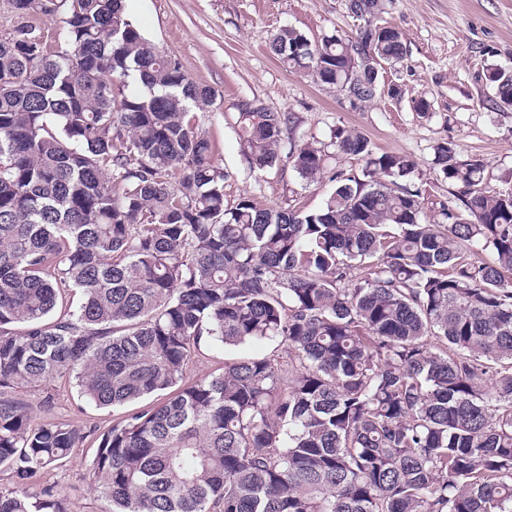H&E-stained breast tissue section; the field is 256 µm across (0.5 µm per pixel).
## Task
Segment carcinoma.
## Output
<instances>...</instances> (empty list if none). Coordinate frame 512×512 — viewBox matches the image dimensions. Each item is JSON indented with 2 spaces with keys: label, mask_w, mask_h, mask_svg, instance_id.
<instances>
[{
  "label": "carcinoma",
  "mask_w": 512,
  "mask_h": 512,
  "mask_svg": "<svg viewBox=\"0 0 512 512\" xmlns=\"http://www.w3.org/2000/svg\"><path fill=\"white\" fill-rule=\"evenodd\" d=\"M11 7L64 18L51 51L32 25L0 37V512H65L30 479L82 435L14 397L63 378L98 408L155 397L99 437L108 512H512V189H487L486 162L435 146L457 194L429 224L416 162L338 127L288 150L301 179L336 182L321 207L231 203L189 118L213 91L125 0ZM348 11L353 37L306 50L283 28L269 48L337 91L349 56L402 60L395 30L376 35L377 0ZM484 78L511 108L512 67ZM286 124L239 113L251 168L281 161ZM343 155L362 177L331 168ZM478 247L492 260L469 258ZM204 336L277 341L286 359L190 382Z\"/></svg>",
  "instance_id": "carcinoma-1"
}]
</instances>
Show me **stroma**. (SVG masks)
I'll list each match as a JSON object with an SVG mask.
<instances>
[{
  "mask_svg": "<svg viewBox=\"0 0 512 512\" xmlns=\"http://www.w3.org/2000/svg\"><path fill=\"white\" fill-rule=\"evenodd\" d=\"M347 0H129L128 13L143 36L178 59L185 73L214 89L215 105L196 112L200 129L213 144L223 167L224 196H243L263 206L319 208L335 188L323 178L304 182L287 162L264 171L252 169L238 136L237 118L244 104L257 103L273 112H293L295 139L327 140L331 129L358 130L374 152L406 155L417 164L412 178L425 190V216L440 221V205L452 188L432 165L434 148L447 141L463 157L488 164L487 184L512 188V108H496L485 83L487 66H512V0H385L380 16L395 28L405 47L402 61L381 67L382 85L398 89L355 106L335 90L308 76L290 73L270 52L269 41L280 28L291 27L311 43L324 36L355 35L357 22ZM431 104L428 115L415 112L418 100ZM274 342L226 350L202 343L189 363V378L222 372L225 361L254 354H284ZM18 399L32 406L37 422L62 421L83 435L73 459L52 471H39L34 484L54 486L67 512H104L105 501L90 488V463L98 434L127 413L126 408L100 409L81 398L72 383L56 381L27 388Z\"/></svg>",
  "mask_w": 512,
  "mask_h": 512,
  "instance_id": "35a3bbf8",
  "label": "stroma"
}]
</instances>
